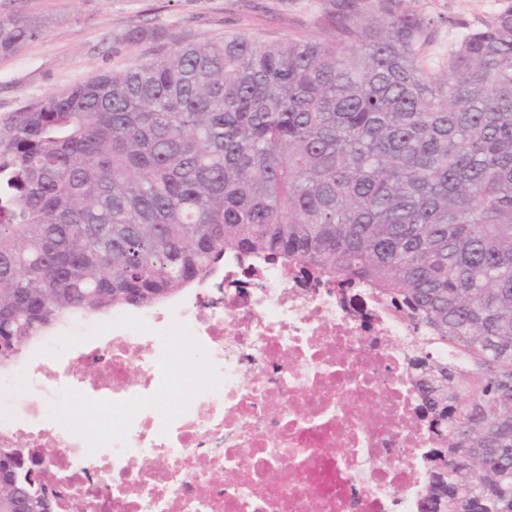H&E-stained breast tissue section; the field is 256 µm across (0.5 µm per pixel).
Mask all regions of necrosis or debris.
Listing matches in <instances>:
<instances>
[{"label":"necrosis or debris","mask_w":512,"mask_h":512,"mask_svg":"<svg viewBox=\"0 0 512 512\" xmlns=\"http://www.w3.org/2000/svg\"><path fill=\"white\" fill-rule=\"evenodd\" d=\"M414 331L370 287L224 258L174 307L0 374V448L45 460L54 512H420L438 442L408 367ZM202 352L189 404L157 405ZM31 398L19 408L18 394ZM118 408L72 416L71 402Z\"/></svg>","instance_id":"necrosis-or-debris-1"}]
</instances>
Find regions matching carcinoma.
<instances>
[{"instance_id": "cac0c4a2", "label": "carcinoma", "mask_w": 512, "mask_h": 512, "mask_svg": "<svg viewBox=\"0 0 512 512\" xmlns=\"http://www.w3.org/2000/svg\"><path fill=\"white\" fill-rule=\"evenodd\" d=\"M401 2L347 0L323 39L178 42L0 116V367L226 253L365 283L420 333L423 512H512V4L437 75ZM39 35L1 17L0 56ZM39 473L1 449L0 505L41 512Z\"/></svg>"}]
</instances>
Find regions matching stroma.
Instances as JSON below:
<instances>
[{
    "instance_id": "35a3bbf8",
    "label": "stroma",
    "mask_w": 512,
    "mask_h": 512,
    "mask_svg": "<svg viewBox=\"0 0 512 512\" xmlns=\"http://www.w3.org/2000/svg\"><path fill=\"white\" fill-rule=\"evenodd\" d=\"M511 0H404L405 9L434 22L427 55L441 72L449 54ZM37 19L41 34L0 57V115L45 95L119 71L169 50L178 41L218 39L241 32L272 42L290 36L323 38L336 0H0V16ZM152 38L124 42L133 26Z\"/></svg>"
}]
</instances>
